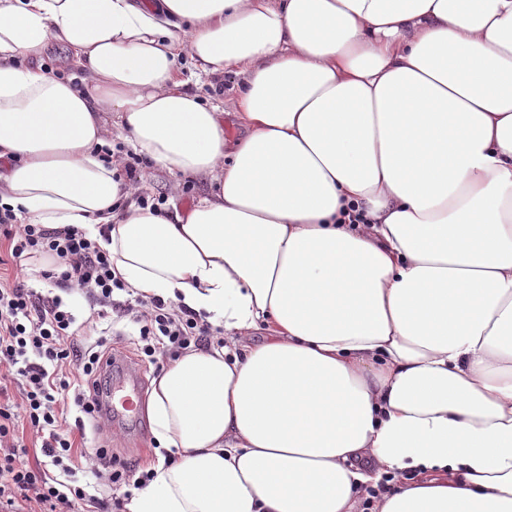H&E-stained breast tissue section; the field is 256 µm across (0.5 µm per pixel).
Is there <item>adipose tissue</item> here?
Listing matches in <instances>:
<instances>
[{
    "label": "adipose tissue",
    "mask_w": 512,
    "mask_h": 512,
    "mask_svg": "<svg viewBox=\"0 0 512 512\" xmlns=\"http://www.w3.org/2000/svg\"><path fill=\"white\" fill-rule=\"evenodd\" d=\"M112 129L213 193L131 205ZM0 202L224 328L126 512H512V0H0ZM39 63L43 69L59 77H66L76 71L69 50L54 41L50 42ZM180 70L178 78L182 81H186L185 88L191 92L198 94L204 102L219 106L221 110L223 108L226 112H229L228 102L232 93L230 88L233 84V75L228 74L220 78V84L218 85V78L212 76H201L198 78L192 75L190 70V60L187 54L181 56ZM211 82H216V87L210 86ZM218 85V89H217Z\"/></svg>",
    "instance_id": "1"
}]
</instances>
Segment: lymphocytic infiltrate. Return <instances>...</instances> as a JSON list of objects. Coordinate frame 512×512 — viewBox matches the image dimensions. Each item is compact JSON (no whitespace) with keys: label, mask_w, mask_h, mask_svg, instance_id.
I'll use <instances>...</instances> for the list:
<instances>
[{"label":"lymphocytic infiltrate","mask_w":512,"mask_h":512,"mask_svg":"<svg viewBox=\"0 0 512 512\" xmlns=\"http://www.w3.org/2000/svg\"><path fill=\"white\" fill-rule=\"evenodd\" d=\"M0 237L7 243L18 275L23 261L51 255L54 268L38 277L58 289L67 287L91 301L84 322L116 315L132 317L139 326V351L152 364L163 366L184 350L210 346L213 329L186 306L158 296L126 298L128 289L109 254L85 232L71 225L48 228L19 223L10 206L0 205ZM76 317L56 294H43L0 276V512H75L86 492L78 473L120 487L140 489L154 477L142 471L137 478L113 468L107 449L83 452L75 463V430L93 420L95 432L111 439L112 430L96 411L102 390V368L111 359L112 341L98 337L94 346L79 350L73 326ZM17 396H10L9 387ZM28 427L41 442L45 460L31 468L19 436Z\"/></svg>","instance_id":"f902f5d3"}]
</instances>
